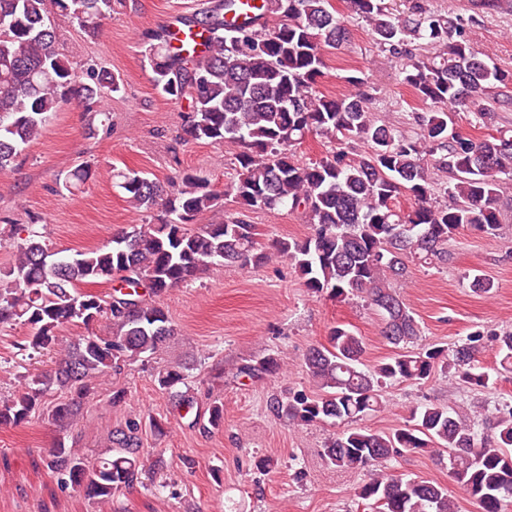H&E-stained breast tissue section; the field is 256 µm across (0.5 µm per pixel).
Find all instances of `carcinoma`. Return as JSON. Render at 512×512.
<instances>
[{
	"label": "carcinoma",
	"instance_id": "obj_1",
	"mask_svg": "<svg viewBox=\"0 0 512 512\" xmlns=\"http://www.w3.org/2000/svg\"><path fill=\"white\" fill-rule=\"evenodd\" d=\"M121 0H0V171L7 169L37 140L62 106L78 100L93 107L120 90L108 70L87 68L78 75L60 41L58 19L67 18L94 35ZM350 11L371 26L373 38L395 58L403 47L424 39L439 55L408 58L403 82L432 110L417 114L420 134H402L372 110L366 80L349 76L352 91L331 97L317 90L323 75L322 48L348 41L344 17L330 0H258L252 20L230 21L238 0H210V5L178 20L179 30L200 40L188 49L173 41L170 30L147 35L144 59L155 89L170 101L188 100L183 126L187 142L239 148L236 179L225 192L242 205L222 224H196L219 195L208 179L183 172L168 186L133 170L113 174L137 211L158 210V223L134 224L131 230L85 251L51 250L36 231L21 237L25 225L9 222L0 238L13 248L11 265L0 270V326L31 327L19 350L55 354L47 373L20 376L17 393L0 398V426H17L43 411L65 431L90 398L97 379L126 365L145 361L175 335L165 310L147 302L145 289L159 297L215 266L265 264L289 259L313 294L336 300L360 296L381 316L380 334L394 347L420 336V328L393 287L405 277L408 262L448 261V243L466 226L488 235L500 229L501 184L512 177V135L474 139L449 126L450 112H474L476 123L493 119L483 96L512 75L489 65L471 40L452 22L417 9L403 19L385 0H346ZM358 140L368 151L343 149L320 160L301 163L293 147L310 135ZM451 175L444 188L448 201L434 198L424 166ZM90 177L77 167L65 178L76 189ZM405 194L407 210L395 200ZM286 207L299 211L311 231L301 239L278 240L265 250L256 227L246 219L254 209ZM117 278L115 294L105 299L81 289ZM101 317L111 321L107 336L93 332L69 341L61 328L88 327ZM362 337L336 325L328 345H315L305 367L319 393L275 395L270 410L303 425L346 424L383 408L382 389L391 382L427 381L439 363L475 387L496 384L500 370L512 368V330L496 337V364L483 366L479 346L465 343L452 352L439 347L396 353L370 369L361 368ZM283 363L265 355L236 369L234 377H274ZM158 384L175 397L177 411H190L193 396L177 390L183 372L162 371ZM66 399L46 406L52 390ZM489 432L478 433V426ZM140 419L129 418L110 434L107 458L90 459L58 437L42 464L61 484L78 489L98 504L135 486L160 490L161 457L141 448ZM448 453L460 490L480 512H504L512 503V405L473 417L452 405L433 403L410 411L409 423L390 432L346 428L325 442L326 463L361 473L354 496L376 512H457L448 488L408 478L390 467L402 452Z\"/></svg>",
	"mask_w": 512,
	"mask_h": 512
}]
</instances>
